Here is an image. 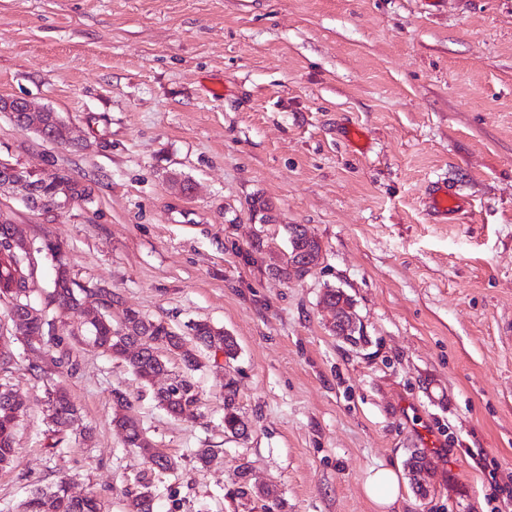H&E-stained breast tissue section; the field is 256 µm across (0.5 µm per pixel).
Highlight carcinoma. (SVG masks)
<instances>
[{
	"label": "carcinoma",
	"instance_id": "obj_1",
	"mask_svg": "<svg viewBox=\"0 0 512 512\" xmlns=\"http://www.w3.org/2000/svg\"><path fill=\"white\" fill-rule=\"evenodd\" d=\"M290 252L283 266L276 268L288 277L299 274L297 265L307 257L320 254V241L302 225L287 226ZM33 275L30 260L22 252H15L11 245L0 240V300L7 302L8 315L16 316L28 326V335L37 336L43 344L59 352L58 362L67 371L74 369L65 338L56 333L54 323L41 316V323L28 325L24 320L26 308L31 302L27 293V280ZM116 293L104 287L83 285L70 277L68 270L56 267L52 291L48 304L73 302V308L81 307L86 299L107 304ZM132 327L112 326V319L93 326L89 332L73 336V340L94 346L113 358L125 362L133 374L145 384L153 383L159 376L170 372V362L161 350L176 352L188 372L201 367L197 347L201 346L213 354L222 353L227 359H235L237 343L232 336L207 321L189 325L190 336H182L165 322L152 319L138 311L130 319ZM176 384L170 390L154 392V400L170 417L184 418L199 409L201 398L191 378L176 375ZM237 388L233 380L224 383V434L242 438L246 424L236 407ZM49 419L53 425L63 427L70 424L77 413L70 394L62 384L50 383L47 389ZM114 409L112 425L123 435L127 448L136 450L144 459L146 469L135 475L133 482L126 486L129 512H156L155 481L177 469L175 460L168 458L152 446L144 434L140 422L132 413V404L127 396L116 391L113 395ZM26 413L25 401L14 391L8 379L0 382V470L12 466L15 460V437L20 421ZM69 482L58 476L44 486L30 491L22 503V512H104V505L98 494L89 491L81 497L68 492Z\"/></svg>",
	"mask_w": 512,
	"mask_h": 512
}]
</instances>
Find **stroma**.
Segmentation results:
<instances>
[{
    "instance_id": "35a3bbf8",
    "label": "stroma",
    "mask_w": 512,
    "mask_h": 512,
    "mask_svg": "<svg viewBox=\"0 0 512 512\" xmlns=\"http://www.w3.org/2000/svg\"><path fill=\"white\" fill-rule=\"evenodd\" d=\"M16 97L81 140L52 145L0 112V161L91 190L50 213L0 194L58 334L87 314L47 305V238L76 281L118 293L113 325L128 309L180 334L207 320L238 354L202 352V406L177 421L121 361L74 342L67 375L5 336L29 408L0 512L60 475L126 512L143 463L111 425L116 389L179 462L159 512H263L266 489L277 512H379L363 486L380 466L400 472L391 512H512L491 497L512 491V0H0V98ZM437 179L466 202L455 223L427 208ZM291 224L322 245L300 277L276 271ZM329 286L353 300L363 344L330 331ZM33 364L79 410L54 454ZM228 378L242 440L224 433ZM402 398L444 444L424 497Z\"/></svg>"
}]
</instances>
